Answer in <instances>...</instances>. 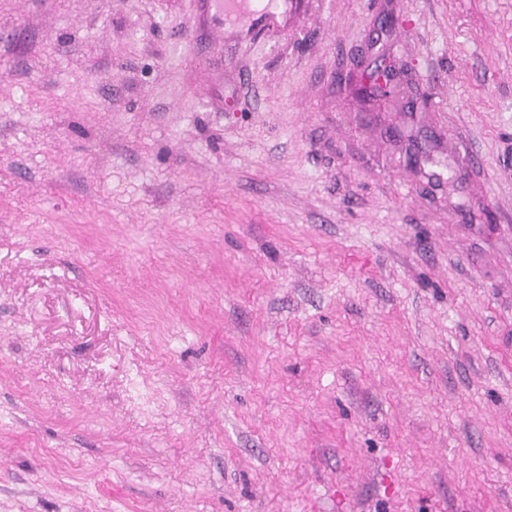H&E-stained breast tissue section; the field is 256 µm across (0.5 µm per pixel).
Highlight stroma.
<instances>
[{"label": "stroma", "mask_w": 512, "mask_h": 512, "mask_svg": "<svg viewBox=\"0 0 512 512\" xmlns=\"http://www.w3.org/2000/svg\"><path fill=\"white\" fill-rule=\"evenodd\" d=\"M298 3L0 0V512H512V0ZM204 23L219 38L224 24L249 22L246 32L262 31L277 25V15L283 0H203Z\"/></svg>", "instance_id": "obj_1"}]
</instances>
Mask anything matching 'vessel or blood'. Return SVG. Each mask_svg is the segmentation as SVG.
I'll use <instances>...</instances> for the list:
<instances>
[{
	"mask_svg": "<svg viewBox=\"0 0 512 512\" xmlns=\"http://www.w3.org/2000/svg\"><path fill=\"white\" fill-rule=\"evenodd\" d=\"M204 22L214 34L225 24L247 23L249 30L262 31L277 24L283 0H203Z\"/></svg>",
	"mask_w": 512,
	"mask_h": 512,
	"instance_id": "vessel-or-blood-1",
	"label": "vessel or blood"
}]
</instances>
